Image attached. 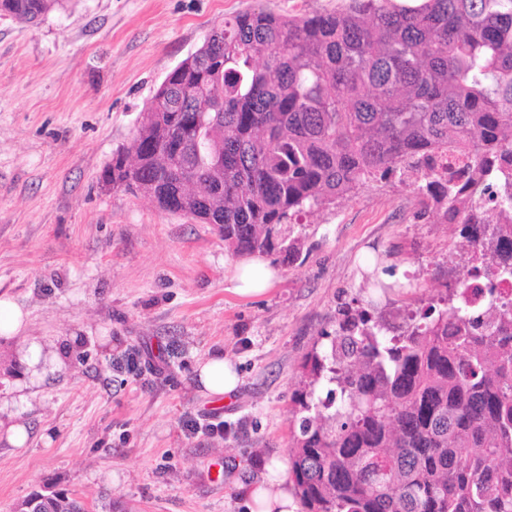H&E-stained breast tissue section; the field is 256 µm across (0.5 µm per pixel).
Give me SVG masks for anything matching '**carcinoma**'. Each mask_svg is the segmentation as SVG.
<instances>
[{
    "mask_svg": "<svg viewBox=\"0 0 512 512\" xmlns=\"http://www.w3.org/2000/svg\"><path fill=\"white\" fill-rule=\"evenodd\" d=\"M61 5L0 0V15L35 27ZM112 161V187L224 225L239 256L287 259L286 225L425 167L422 207L461 225L482 301L447 286L391 337L344 310L291 398L288 481L303 512H512V0L226 16Z\"/></svg>",
    "mask_w": 512,
    "mask_h": 512,
    "instance_id": "carcinoma-1",
    "label": "carcinoma"
}]
</instances>
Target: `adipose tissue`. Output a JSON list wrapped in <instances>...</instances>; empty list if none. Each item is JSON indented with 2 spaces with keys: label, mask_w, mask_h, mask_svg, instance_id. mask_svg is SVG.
<instances>
[{
  "label": "adipose tissue",
  "mask_w": 512,
  "mask_h": 512,
  "mask_svg": "<svg viewBox=\"0 0 512 512\" xmlns=\"http://www.w3.org/2000/svg\"><path fill=\"white\" fill-rule=\"evenodd\" d=\"M276 279L277 272L264 255H250L235 261L232 291L242 297L261 295L270 290ZM28 328V311L10 296L0 295V338L20 342L15 352L20 374L15 384L13 408L0 417V436L15 448L26 447L30 440L29 429L22 422L21 414L29 404L31 389L47 377L66 373L80 343L79 336L74 334L46 342L29 335ZM192 380L197 390L210 398L224 397L239 384L234 365L220 350L197 361ZM241 491L250 512H299V503L288 484L283 461L268 463L263 480L242 485Z\"/></svg>",
  "instance_id": "adipose-tissue-1"
}]
</instances>
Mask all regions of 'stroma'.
<instances>
[{
    "mask_svg": "<svg viewBox=\"0 0 512 512\" xmlns=\"http://www.w3.org/2000/svg\"><path fill=\"white\" fill-rule=\"evenodd\" d=\"M344 2L64 0L36 27L0 16V295L29 310L30 335L81 337L68 374L30 399L29 446L0 441V512L45 485L93 512H246L237 485L287 459L291 396L322 333L348 307L400 325L462 274L455 226L422 215L415 189L375 183L293 225L298 257L271 254L279 282L244 298L216 225L102 184L214 24L258 4L303 15ZM372 255L410 287H366ZM216 349L241 379L220 400L192 382Z\"/></svg>",
    "mask_w": 512,
    "mask_h": 512,
    "instance_id": "stroma-1",
    "label": "stroma"
}]
</instances>
